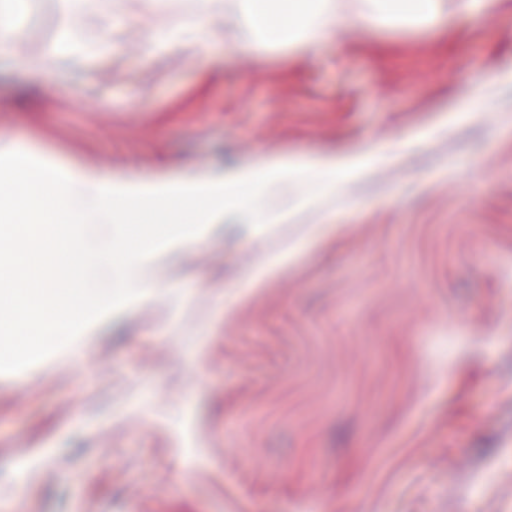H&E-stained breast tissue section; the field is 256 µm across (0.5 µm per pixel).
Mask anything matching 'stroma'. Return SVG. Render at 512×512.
Masks as SVG:
<instances>
[{"mask_svg": "<svg viewBox=\"0 0 512 512\" xmlns=\"http://www.w3.org/2000/svg\"><path fill=\"white\" fill-rule=\"evenodd\" d=\"M135 3L136 37L32 77L67 19L29 0L0 130L106 176L386 156L158 254L160 295L0 373V512H512V0L192 64L148 40L193 0Z\"/></svg>", "mask_w": 512, "mask_h": 512, "instance_id": "obj_1", "label": "stroma"}]
</instances>
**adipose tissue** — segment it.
Instances as JSON below:
<instances>
[{"mask_svg": "<svg viewBox=\"0 0 512 512\" xmlns=\"http://www.w3.org/2000/svg\"><path fill=\"white\" fill-rule=\"evenodd\" d=\"M445 11L444 0H368L367 17L397 18L425 26ZM248 23L256 52L273 45L318 46L336 22L333 0H197L194 12L176 22L152 43L158 50H184L200 37L230 42Z\"/></svg>", "mask_w": 512, "mask_h": 512, "instance_id": "adipose-tissue-1", "label": "adipose tissue"}]
</instances>
